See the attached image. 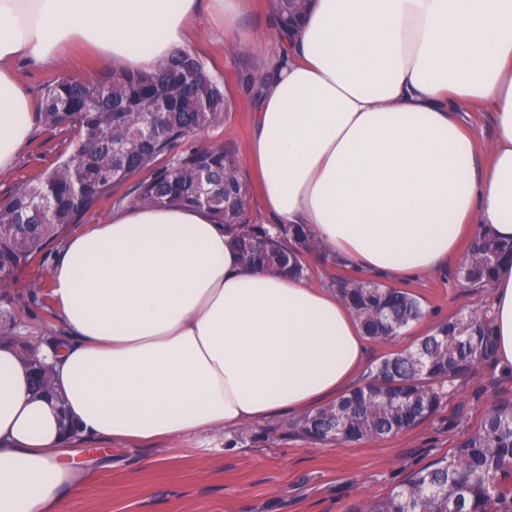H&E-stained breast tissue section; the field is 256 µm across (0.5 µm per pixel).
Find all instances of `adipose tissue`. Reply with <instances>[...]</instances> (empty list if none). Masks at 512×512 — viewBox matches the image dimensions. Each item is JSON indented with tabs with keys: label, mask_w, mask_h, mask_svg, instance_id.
I'll list each match as a JSON object with an SVG mask.
<instances>
[{
	"label": "adipose tissue",
	"mask_w": 512,
	"mask_h": 512,
	"mask_svg": "<svg viewBox=\"0 0 512 512\" xmlns=\"http://www.w3.org/2000/svg\"><path fill=\"white\" fill-rule=\"evenodd\" d=\"M198 0H0V174L32 129L15 65L95 49L113 74L184 46ZM488 112L484 142L462 120ZM247 161L262 212L327 257L405 280L464 235L512 244V0H312L277 31ZM71 330L43 346L55 400L0 342V512H62L86 486L76 437L143 442L300 414L352 389L366 341L330 288L245 270L207 209L132 204L70 235L49 278ZM497 366L512 371V263L492 284Z\"/></svg>",
	"instance_id": "1"
}]
</instances>
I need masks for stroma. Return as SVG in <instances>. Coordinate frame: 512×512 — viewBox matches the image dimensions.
Returning a JSON list of instances; mask_svg holds the SVG:
<instances>
[{
    "instance_id": "35a3bbf8",
    "label": "stroma",
    "mask_w": 512,
    "mask_h": 512,
    "mask_svg": "<svg viewBox=\"0 0 512 512\" xmlns=\"http://www.w3.org/2000/svg\"><path fill=\"white\" fill-rule=\"evenodd\" d=\"M268 0H251L237 22L255 34L254 42L237 51L224 45V21L204 16L188 35L192 53L224 88L231 109L223 124L202 133L208 143L224 145L241 158L243 179L251 135L252 91L262 80L274 53L267 38L275 25ZM31 99H38L45 82L60 73L81 79L110 72V62L85 49L66 55L61 68L30 61L16 65ZM64 146L60 135L34 124L29 143L14 170L0 176V204L12 189L36 172L53 167ZM459 260L433 275L403 281L419 300L424 318L435 324L456 315L482 311L491 305V291L469 288L457 278ZM0 322L13 324L16 335L36 343L67 336L58 316L32 304L20 311L0 303ZM512 401V377L483 369L477 377L451 392L431 419L394 436L357 444L321 445L284 438L285 417L255 423L264 439L235 442L231 430L191 438L137 443L78 442L73 462L86 470L87 489L73 497L66 512H347L354 502L381 497L408 476L454 448L462 430L477 426L488 403Z\"/></svg>"
}]
</instances>
